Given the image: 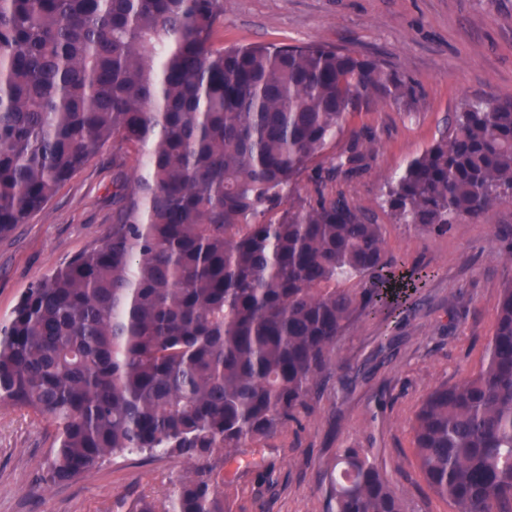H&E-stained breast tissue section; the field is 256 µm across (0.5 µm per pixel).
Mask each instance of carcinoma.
Masks as SVG:
<instances>
[{"label":"carcinoma","mask_w":512,"mask_h":512,"mask_svg":"<svg viewBox=\"0 0 512 512\" xmlns=\"http://www.w3.org/2000/svg\"><path fill=\"white\" fill-rule=\"evenodd\" d=\"M224 0H0V238L112 144L103 241L36 281L0 325V404L56 427L42 480L109 457L201 463L166 512H224L219 473L297 420L336 339L395 294L379 225L339 196L288 202L345 115L414 90L322 44L217 48ZM351 135L327 177L365 166ZM512 195V96L468 101L387 183L430 233ZM278 209L277 220L266 221ZM494 241L512 259V225ZM352 279L360 290L342 288ZM414 445L455 512H512V280L486 363L422 399ZM330 512H405L360 448H341Z\"/></svg>","instance_id":"carcinoma-1"}]
</instances>
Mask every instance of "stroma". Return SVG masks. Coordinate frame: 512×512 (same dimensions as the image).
<instances>
[{
  "label": "stroma",
  "instance_id": "1",
  "mask_svg": "<svg viewBox=\"0 0 512 512\" xmlns=\"http://www.w3.org/2000/svg\"><path fill=\"white\" fill-rule=\"evenodd\" d=\"M347 48L397 69L416 103L379 102L349 115L345 133L371 140L366 167L326 179L335 147L300 177L294 200L343 195L379 224L394 278L418 273L377 314L355 318L336 341L338 365L311 395L299 422L243 449L224 490V512H326L336 452L366 449L404 493L406 512H452L427 487L413 452L411 423L434 386L479 372L512 280V260L495 245L496 225L512 224V200L445 235L403 224L383 204L386 182L421 155L469 100L512 94V0H224L215 44ZM112 149L75 172L49 205L0 240V321L34 282L98 245L110 229ZM53 426L0 405V512H133L138 500L168 507L195 461L132 454L90 474L47 486L42 463Z\"/></svg>",
  "mask_w": 512,
  "mask_h": 512
}]
</instances>
